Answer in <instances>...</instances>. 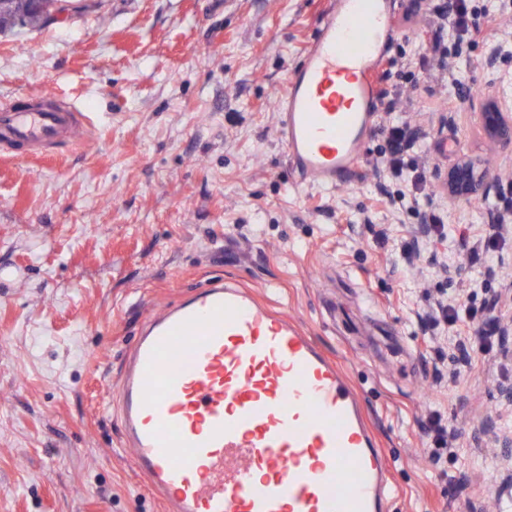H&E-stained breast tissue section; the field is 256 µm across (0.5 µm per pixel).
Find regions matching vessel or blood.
Instances as JSON below:
<instances>
[{
  "label": "vessel or blood",
  "mask_w": 512,
  "mask_h": 512,
  "mask_svg": "<svg viewBox=\"0 0 512 512\" xmlns=\"http://www.w3.org/2000/svg\"><path fill=\"white\" fill-rule=\"evenodd\" d=\"M398 0H332L287 76L275 136L294 178L350 183L376 121ZM88 120L56 92L0 103V157L53 156ZM118 399L164 512H386V454L360 389L302 326L220 282L148 318Z\"/></svg>",
  "instance_id": "1"
}]
</instances>
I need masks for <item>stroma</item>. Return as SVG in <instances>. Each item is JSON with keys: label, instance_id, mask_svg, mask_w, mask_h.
Here are the masks:
<instances>
[{"label": "stroma", "instance_id": "35a3bbf8", "mask_svg": "<svg viewBox=\"0 0 512 512\" xmlns=\"http://www.w3.org/2000/svg\"><path fill=\"white\" fill-rule=\"evenodd\" d=\"M80 11L0 35V101L48 90L87 113L91 137L51 162L0 159V512H163L137 471L107 392L146 316L232 280L288 313L364 394L387 454L390 512H482L501 466L485 417L512 428L498 387L512 362L483 353L476 325L424 332L437 299L504 307L502 249L470 263L512 182V146L479 112L512 99V60L480 67L512 39L498 26L451 64L425 60L428 10L396 26L386 65L393 111L378 110L354 180L296 182L275 139L276 98L302 62L328 0H82ZM478 93L464 109L455 82ZM418 135L411 162L448 239H416L393 208L402 180L376 170L392 121ZM485 160L487 198L441 192L460 155ZM452 436L440 461L421 429Z\"/></svg>", "mask_w": 512, "mask_h": 512}]
</instances>
